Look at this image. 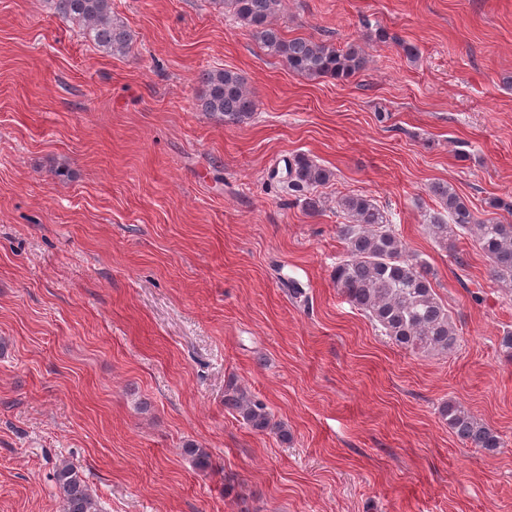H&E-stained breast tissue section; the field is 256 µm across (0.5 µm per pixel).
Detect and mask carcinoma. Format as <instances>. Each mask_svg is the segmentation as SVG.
<instances>
[{"label": "carcinoma", "mask_w": 512, "mask_h": 512, "mask_svg": "<svg viewBox=\"0 0 512 512\" xmlns=\"http://www.w3.org/2000/svg\"><path fill=\"white\" fill-rule=\"evenodd\" d=\"M54 14L75 23L82 38L110 55H125L133 35L112 16V0H48ZM227 5L261 45L266 54L283 61L289 71L311 77L347 78L366 68L368 57L357 45L337 49L311 38H285L272 23L278 0H211ZM203 90L197 109L216 116L227 125L251 118L257 105L243 77L224 69L201 73ZM291 192H306L308 207L317 206L314 192L329 182L331 173L306 154L294 156L286 167ZM432 193L439 199L448 220L433 214L425 229L448 250L458 267L465 260L457 249L460 233H469L490 262L491 278L505 289L512 288V223L486 220L474 215L467 201L452 187L438 184ZM347 223L338 225L346 248L332 278L346 300L364 312L394 344L421 352L446 353L457 347L459 336L448 309L432 287L431 270L422 261L410 259L389 219L372 200L349 194L340 198ZM224 407L237 413L255 432L288 433L273 421L268 405L234 381L224 388ZM439 415L465 445L492 451L501 446L500 436L449 400ZM187 455L199 469L211 466L210 454L189 443ZM55 484L62 512H101L98 497L87 485L81 467L64 460L56 468Z\"/></svg>", "instance_id": "carcinoma-1"}]
</instances>
